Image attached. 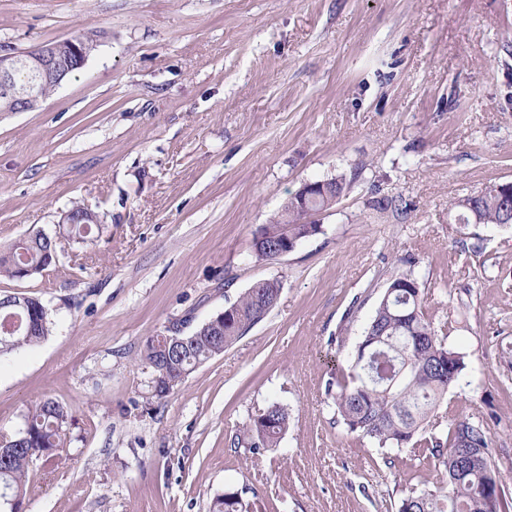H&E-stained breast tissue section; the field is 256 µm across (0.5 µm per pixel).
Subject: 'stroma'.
<instances>
[{
    "instance_id": "1",
    "label": "stroma",
    "mask_w": 512,
    "mask_h": 512,
    "mask_svg": "<svg viewBox=\"0 0 512 512\" xmlns=\"http://www.w3.org/2000/svg\"><path fill=\"white\" fill-rule=\"evenodd\" d=\"M89 29L106 36L82 70L37 110L0 112V249L58 244L41 274L0 278L53 321L0 362V433L45 396L75 423L34 461L21 512H209L229 488L270 512H397L412 473L442 486L409 449L349 432L325 392L404 256L427 310L456 322L467 367L448 398L494 417L512 496V226L448 209L512 181V0H0L1 47ZM339 175L352 188L315 214L320 233L256 262L289 195ZM75 201L101 219L95 242L67 234ZM274 277L266 318L147 404L146 338ZM274 401L279 447H232Z\"/></svg>"
}]
</instances>
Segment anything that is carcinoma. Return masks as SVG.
I'll use <instances>...</instances> for the list:
<instances>
[{
  "label": "carcinoma",
  "mask_w": 512,
  "mask_h": 512,
  "mask_svg": "<svg viewBox=\"0 0 512 512\" xmlns=\"http://www.w3.org/2000/svg\"><path fill=\"white\" fill-rule=\"evenodd\" d=\"M350 186L346 176L336 177L326 200L308 205L291 195L281 212L261 232L300 240L321 231L308 221L310 214L332 207ZM462 224H512V187L487 188L450 203ZM98 224H72L69 234L85 243L99 237ZM56 241L36 232L19 239L0 253V276L31 278L55 262ZM279 280L255 282L232 304L233 318L216 332L208 323L197 326L173 343L167 335L150 336L139 361L155 375L148 385L149 401L166 398L184 379L224 348L238 341L269 313L268 303ZM0 299V359L23 347L42 343L53 322L43 302L33 296L3 294ZM466 368L464 355L448 346L435 326L424 301V289L414 268L394 272L364 329L348 370L330 372L327 394L348 430L368 438L380 448L408 447L421 463L444 474L448 491L431 489L417 475V484L402 498L399 512H512V500L502 488L491 461V428L484 420L459 414L444 405L448 391ZM72 421L69 409L45 398L23 416L22 433L0 434V499L22 504L30 485V464L35 458L51 461L64 447ZM290 416L272 402L235 435L236 448L257 453L276 448L288 430ZM259 498L248 501L239 490H226L210 512H262Z\"/></svg>",
  "instance_id": "1"
}]
</instances>
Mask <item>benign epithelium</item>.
Returning a JSON list of instances; mask_svg holds the SVG:
<instances>
[{
	"mask_svg": "<svg viewBox=\"0 0 512 512\" xmlns=\"http://www.w3.org/2000/svg\"><path fill=\"white\" fill-rule=\"evenodd\" d=\"M88 57L87 48L71 38L47 42L25 52L7 50L0 54V96L12 103L14 112L35 110L45 101L40 94V82L52 77L55 85H62L65 76L73 69L83 67ZM20 67L29 69L33 75L24 90L15 85V73ZM258 240L266 242L276 259L290 252L286 233L269 241L260 235Z\"/></svg>",
	"mask_w": 512,
	"mask_h": 512,
	"instance_id": "1",
	"label": "benign epithelium"
}]
</instances>
